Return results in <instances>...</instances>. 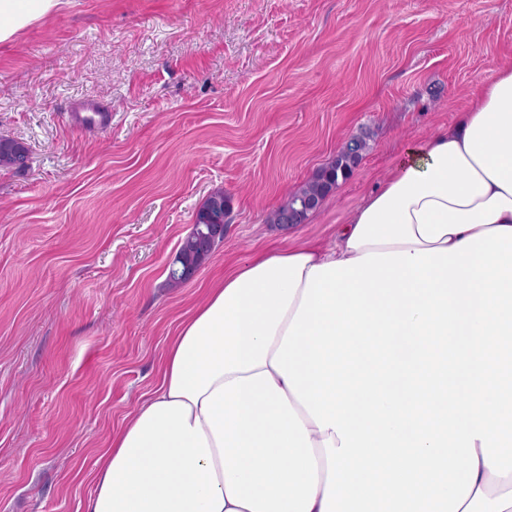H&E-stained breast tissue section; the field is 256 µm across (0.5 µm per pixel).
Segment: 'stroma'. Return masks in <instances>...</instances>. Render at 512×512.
<instances>
[{
  "mask_svg": "<svg viewBox=\"0 0 512 512\" xmlns=\"http://www.w3.org/2000/svg\"><path fill=\"white\" fill-rule=\"evenodd\" d=\"M512 60V0H69L0 43V512H82L184 314L281 238L331 247L406 145ZM112 107L84 130L69 104ZM367 134L308 221H268ZM224 241L167 268L209 193ZM28 160V150L22 143L13 138L0 137V167L23 172L29 167Z\"/></svg>",
  "mask_w": 512,
  "mask_h": 512,
  "instance_id": "1",
  "label": "stroma"
}]
</instances>
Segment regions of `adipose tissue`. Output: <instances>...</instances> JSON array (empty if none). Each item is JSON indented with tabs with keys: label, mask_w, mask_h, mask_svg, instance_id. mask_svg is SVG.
Returning a JSON list of instances; mask_svg holds the SVG:
<instances>
[{
	"label": "adipose tissue",
	"mask_w": 512,
	"mask_h": 512,
	"mask_svg": "<svg viewBox=\"0 0 512 512\" xmlns=\"http://www.w3.org/2000/svg\"><path fill=\"white\" fill-rule=\"evenodd\" d=\"M61 0H0V43ZM83 512H512V61L336 233L225 273Z\"/></svg>",
	"instance_id": "1"
}]
</instances>
